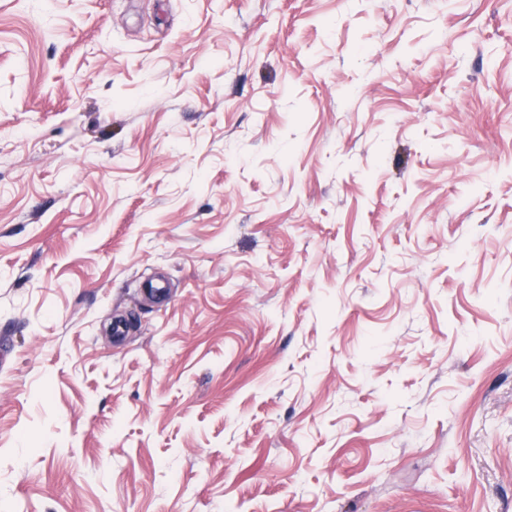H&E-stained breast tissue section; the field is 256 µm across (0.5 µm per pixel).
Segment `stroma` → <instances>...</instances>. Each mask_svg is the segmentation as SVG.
Masks as SVG:
<instances>
[{
  "label": "stroma",
  "mask_w": 512,
  "mask_h": 512,
  "mask_svg": "<svg viewBox=\"0 0 512 512\" xmlns=\"http://www.w3.org/2000/svg\"><path fill=\"white\" fill-rule=\"evenodd\" d=\"M0 338V512H512V0H0Z\"/></svg>",
  "instance_id": "stroma-1"
}]
</instances>
